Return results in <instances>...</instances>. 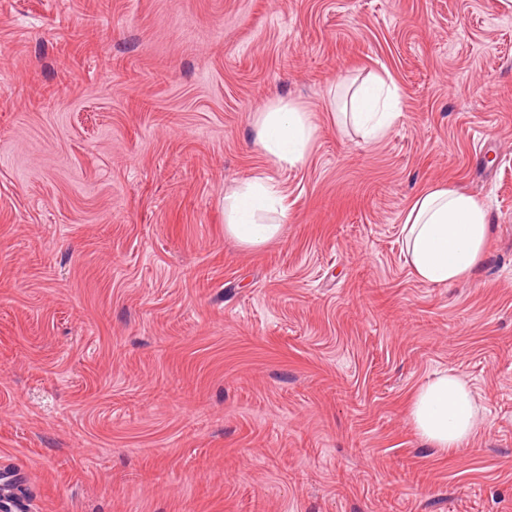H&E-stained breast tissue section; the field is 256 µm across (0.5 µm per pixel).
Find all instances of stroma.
<instances>
[{
	"label": "stroma",
	"mask_w": 512,
	"mask_h": 512,
	"mask_svg": "<svg viewBox=\"0 0 512 512\" xmlns=\"http://www.w3.org/2000/svg\"><path fill=\"white\" fill-rule=\"evenodd\" d=\"M390 76L380 140L333 96ZM302 105L305 160L253 141ZM272 177L282 234L224 233ZM451 183L485 258L430 286L402 222ZM485 425L442 456L437 372ZM20 512H512V0H0V475ZM254 141L275 166L301 162L308 154L315 135L309 112L281 100L269 102L254 121ZM286 218L284 197L270 176L253 177L224 194V232L244 246L278 237ZM409 410L417 434L440 454L468 447L485 422L472 386L448 371L416 389Z\"/></svg>",
	"instance_id": "stroma-1"
}]
</instances>
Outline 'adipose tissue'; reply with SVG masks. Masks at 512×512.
Masks as SVG:
<instances>
[{
    "mask_svg": "<svg viewBox=\"0 0 512 512\" xmlns=\"http://www.w3.org/2000/svg\"><path fill=\"white\" fill-rule=\"evenodd\" d=\"M348 106L345 121L369 141L382 138L399 115L397 91L380 77L357 86ZM254 129L256 145L280 167L301 162L315 135L309 112L281 100L257 113ZM286 218L284 198L272 177H253L224 195V231L242 245L255 247L278 237ZM488 224L485 204L454 185L418 195L402 224L405 254L417 279L447 287L469 280L483 259ZM409 414L417 434L441 454L468 447L485 422L472 386L448 371L416 389Z\"/></svg>",
    "mask_w": 512,
    "mask_h": 512,
    "instance_id": "obj_1",
    "label": "adipose tissue"
}]
</instances>
